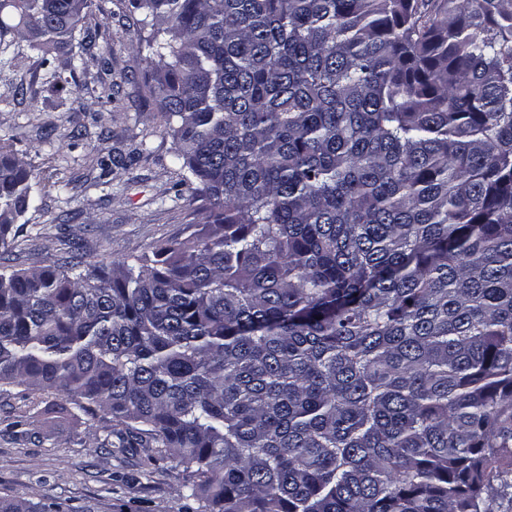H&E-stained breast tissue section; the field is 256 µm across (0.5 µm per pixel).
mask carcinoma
I'll return each mask as SVG.
<instances>
[{
    "label": "carcinoma",
    "mask_w": 512,
    "mask_h": 512,
    "mask_svg": "<svg viewBox=\"0 0 512 512\" xmlns=\"http://www.w3.org/2000/svg\"><path fill=\"white\" fill-rule=\"evenodd\" d=\"M129 2L203 228L0 265V388L108 411L195 512H505L512 0ZM90 7L0 38L75 60ZM34 179L0 142V249Z\"/></svg>",
    "instance_id": "obj_1"
}]
</instances>
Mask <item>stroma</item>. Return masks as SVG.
<instances>
[{"instance_id": "obj_1", "label": "stroma", "mask_w": 512, "mask_h": 512, "mask_svg": "<svg viewBox=\"0 0 512 512\" xmlns=\"http://www.w3.org/2000/svg\"><path fill=\"white\" fill-rule=\"evenodd\" d=\"M139 18L128 0H93L92 46L59 91L49 83L58 59L0 40L1 59L21 58L0 69V141L35 174L31 207L0 263L55 264L73 240L84 261L108 266L198 224L189 173L175 161L138 52L149 35ZM60 401L20 386L0 392V496L54 498L67 512H192L183 465L153 461L150 448L102 447L111 414L73 406L61 415Z\"/></svg>"}]
</instances>
